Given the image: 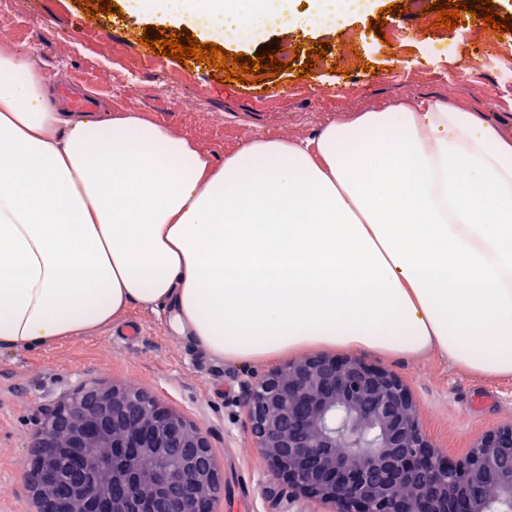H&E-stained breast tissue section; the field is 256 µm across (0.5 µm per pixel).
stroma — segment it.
I'll list each match as a JSON object with an SVG mask.
<instances>
[{"mask_svg":"<svg viewBox=\"0 0 512 512\" xmlns=\"http://www.w3.org/2000/svg\"><path fill=\"white\" fill-rule=\"evenodd\" d=\"M79 0H13L0 31L32 50L58 85L96 91L98 104L142 112L198 141L223 162L227 148L248 139L311 134L342 112L399 101L446 98L498 116L512 128V70L484 61L481 31L466 45L469 74H459L449 46L454 31L412 13L387 16L403 28L406 44H383L369 30L381 9L408 0H348L337 15L289 29L260 26L236 39L215 31L212 40L231 54L273 57L298 43H325L307 78L292 71L255 84L217 81L211 64L179 61L151 50L144 29L165 34L153 19L131 18L130 0H113L115 13L98 16ZM356 54L354 64L344 56ZM367 363L401 376L429 437L448 453L461 452L487 428L512 424V380L475 377L434 355L397 359L370 352ZM280 359L239 365L209 358L171 327L165 309L132 308L111 327L35 349H0V512H36L27 483L32 435L47 408L81 383L131 387L157 397L208 438L224 477L219 512H268L265 491L274 480L252 445L241 384L280 366Z\"/></svg>","mask_w":512,"mask_h":512,"instance_id":"stroma-1","label":"stroma"}]
</instances>
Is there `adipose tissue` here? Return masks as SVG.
Here are the masks:
<instances>
[{
  "label": "adipose tissue",
  "instance_id": "adipose-tissue-1",
  "mask_svg": "<svg viewBox=\"0 0 512 512\" xmlns=\"http://www.w3.org/2000/svg\"><path fill=\"white\" fill-rule=\"evenodd\" d=\"M288 0H136L162 23L274 22ZM0 33V346L164 307L212 357L434 354L512 379V134L440 98L226 149L140 112L63 109Z\"/></svg>",
  "mask_w": 512,
  "mask_h": 512
}]
</instances>
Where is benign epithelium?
<instances>
[{"label":"benign epithelium","mask_w":512,"mask_h":512,"mask_svg":"<svg viewBox=\"0 0 512 512\" xmlns=\"http://www.w3.org/2000/svg\"><path fill=\"white\" fill-rule=\"evenodd\" d=\"M274 512H512V425L450 456L394 371L314 354L243 384ZM28 486L38 512H217L224 481L205 435L142 391L82 384L44 412Z\"/></svg>","instance_id":"7a95c632"}]
</instances>
